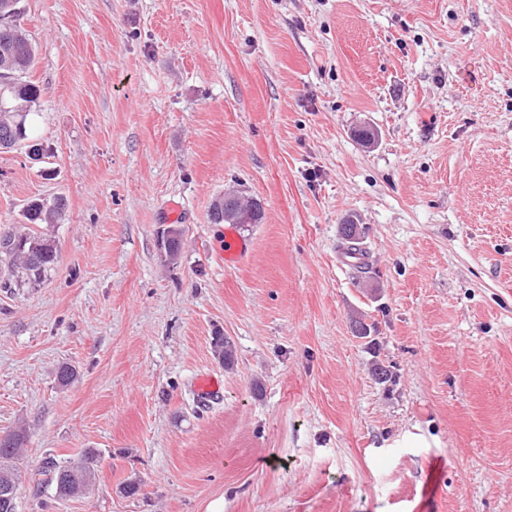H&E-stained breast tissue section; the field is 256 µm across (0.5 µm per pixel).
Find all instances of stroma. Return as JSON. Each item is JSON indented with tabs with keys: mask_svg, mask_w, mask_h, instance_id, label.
Wrapping results in <instances>:
<instances>
[{
	"mask_svg": "<svg viewBox=\"0 0 512 512\" xmlns=\"http://www.w3.org/2000/svg\"><path fill=\"white\" fill-rule=\"evenodd\" d=\"M24 7L45 157L0 152V224L65 211L41 286L0 288L18 512H512V0ZM231 188L264 211L236 267ZM87 448L58 499L42 459ZM241 192L235 189L227 190L221 198L224 204L221 202L220 197H217L211 204L210 216L212 223L215 224H240L237 221V214H234L232 210L228 209V212H224V207L231 208L235 201L241 197ZM62 210L63 204L59 200H35L28 205L25 218L30 224H51L62 215ZM250 250V241L245 240L231 229L225 230L224 251H221L225 265H238ZM101 461L98 449L87 448L77 461L57 462L46 457L40 463L42 472L51 475L50 482L54 485L55 496L64 499L81 494L94 478Z\"/></svg>",
	"mask_w": 512,
	"mask_h": 512,
	"instance_id": "35a3bbf8",
	"label": "stroma"
}]
</instances>
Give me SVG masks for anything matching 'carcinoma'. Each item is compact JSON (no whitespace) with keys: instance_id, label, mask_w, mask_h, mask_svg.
Returning a JSON list of instances; mask_svg holds the SVG:
<instances>
[{"instance_id":"1","label":"carcinoma","mask_w":512,"mask_h":512,"mask_svg":"<svg viewBox=\"0 0 512 512\" xmlns=\"http://www.w3.org/2000/svg\"><path fill=\"white\" fill-rule=\"evenodd\" d=\"M37 50L24 27L22 0H0V150L11 149L29 139V117L35 113L41 96L39 86L25 75L35 66ZM63 204L35 200L25 212L31 224H51L61 215ZM214 224H234L237 215L224 212L221 199L211 204ZM167 244L163 245L167 260L175 261L181 250V231L167 230ZM343 248L365 253L355 224L341 225ZM54 242L36 232L21 233L11 227L0 228V288H36L40 286L56 261ZM217 357L229 365L234 358L231 342L222 334L212 337ZM25 436L12 433L0 442V512H17L18 496L5 478L17 482L19 463L25 452ZM101 461L96 448H87L76 461L57 462L46 457L40 463L42 472L50 475L55 496L64 499L82 493L94 478Z\"/></svg>"}]
</instances>
